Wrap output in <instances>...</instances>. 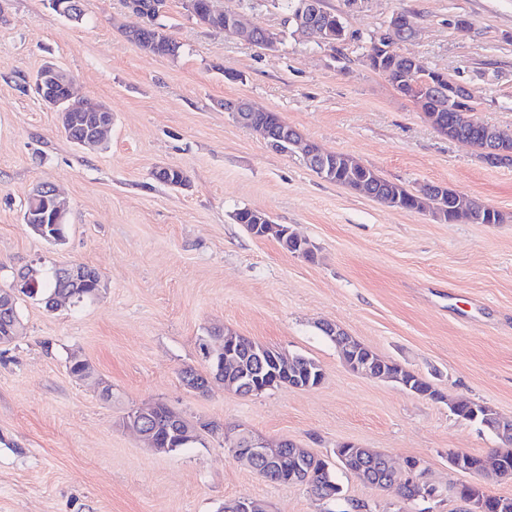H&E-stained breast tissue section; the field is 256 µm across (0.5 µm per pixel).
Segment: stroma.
Here are the masks:
<instances>
[{"label": "stroma", "mask_w": 512, "mask_h": 512, "mask_svg": "<svg viewBox=\"0 0 512 512\" xmlns=\"http://www.w3.org/2000/svg\"><path fill=\"white\" fill-rule=\"evenodd\" d=\"M215 5L282 44L257 47L168 0L166 32L182 52L159 56L125 37L138 22L125 0H83L79 21L49 0H0V289L41 262L88 264L106 284L77 307L19 302L23 333L0 344V512H218L242 496L269 512H326L306 486L241 465L221 437L149 452L121 421L153 402L200 424L293 440L329 463L346 512H393L399 500L340 466L335 449L348 441L399 468L421 460L445 491L433 512H460L454 490L469 476L449 466V452L484 456L499 441L457 420L450 403L512 418V166H489L475 147L439 134L363 56L370 35L410 15L416 31L399 51L467 85L476 118L512 136V0H324L346 29L333 47L293 34L280 0ZM48 62L70 73L86 104L111 109L101 149L70 142L34 94ZM239 98L323 151L409 189L448 187L504 221L448 223L324 181L301 154L274 152L239 125L224 109ZM161 166L182 169L186 186L158 182ZM42 183L69 202L64 244L22 220ZM243 207L305 237L314 260L252 236L232 218ZM325 322L426 378L441 399L351 372ZM217 327L314 359L322 384L257 396L218 383L204 395L186 388L181 370L206 372L199 339ZM73 352L111 384V401L70 374Z\"/></svg>", "instance_id": "35a3bbf8"}]
</instances>
